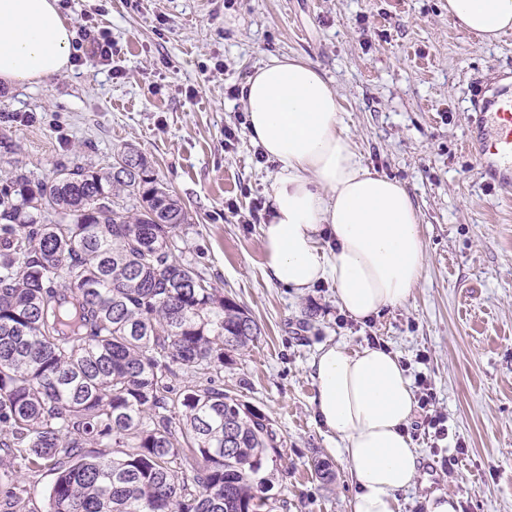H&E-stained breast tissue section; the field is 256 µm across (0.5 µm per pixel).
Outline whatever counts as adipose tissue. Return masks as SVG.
Returning a JSON list of instances; mask_svg holds the SVG:
<instances>
[{
	"label": "adipose tissue",
	"mask_w": 512,
	"mask_h": 512,
	"mask_svg": "<svg viewBox=\"0 0 512 512\" xmlns=\"http://www.w3.org/2000/svg\"><path fill=\"white\" fill-rule=\"evenodd\" d=\"M448 16L490 45L512 30V0H448ZM72 40L58 0H0V84L70 70ZM240 97L251 141L276 166L261 227L268 279L299 293L330 283L358 320L407 302L426 265L418 215L401 181L363 164L336 87L308 61L281 55L254 66ZM310 369L315 412L341 440L355 486L351 512H401L420 453L407 433L416 402L398 357L326 343Z\"/></svg>",
	"instance_id": "adipose-tissue-1"
}]
</instances>
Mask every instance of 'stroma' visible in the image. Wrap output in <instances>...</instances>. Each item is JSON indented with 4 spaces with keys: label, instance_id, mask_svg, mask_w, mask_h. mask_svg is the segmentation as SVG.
<instances>
[{
    "label": "stroma",
    "instance_id": "stroma-1",
    "mask_svg": "<svg viewBox=\"0 0 512 512\" xmlns=\"http://www.w3.org/2000/svg\"><path fill=\"white\" fill-rule=\"evenodd\" d=\"M74 33L107 35L112 62L83 58L30 87H0L4 160L49 182L59 162L97 166L132 147L189 213L184 261L256 320L261 335L225 365L230 395L266 414L283 443L267 463L274 512H350L354 487L339 438L317 421L309 364L320 345L377 337L411 381L426 378L443 419L435 436L416 411L409 434L420 473L402 512L435 492L457 512H512V196L488 190L465 146L477 91L512 76V34L485 45L453 27L448 0H69ZM308 60L338 88L365 164L404 182L426 243L411 298L366 320L263 275L261 226L276 166L258 162L228 96L269 56ZM234 129L235 140L225 132ZM335 474L322 481L317 462ZM53 467L0 458V487L27 490L47 512Z\"/></svg>",
    "mask_w": 512,
    "mask_h": 512
}]
</instances>
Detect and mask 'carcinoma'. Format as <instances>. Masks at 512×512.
<instances>
[{
	"instance_id": "obj_1",
	"label": "carcinoma",
	"mask_w": 512,
	"mask_h": 512,
	"mask_svg": "<svg viewBox=\"0 0 512 512\" xmlns=\"http://www.w3.org/2000/svg\"><path fill=\"white\" fill-rule=\"evenodd\" d=\"M186 223L130 147L0 177V449L57 471L48 512H272L273 424L214 379L260 328L176 254Z\"/></svg>"
}]
</instances>
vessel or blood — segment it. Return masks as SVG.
Returning <instances> with one entry per match:
<instances>
[{"instance_id": "1", "label": "vessel or blood", "mask_w": 512, "mask_h": 512, "mask_svg": "<svg viewBox=\"0 0 512 512\" xmlns=\"http://www.w3.org/2000/svg\"><path fill=\"white\" fill-rule=\"evenodd\" d=\"M478 121L470 131L468 149L488 185L512 189V86L489 83L480 94Z\"/></svg>"}]
</instances>
